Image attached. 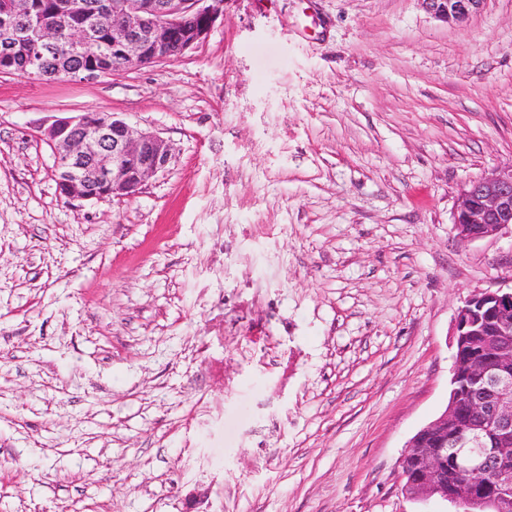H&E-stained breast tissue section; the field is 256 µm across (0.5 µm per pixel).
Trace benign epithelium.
I'll return each instance as SVG.
<instances>
[{
  "label": "benign epithelium",
  "mask_w": 512,
  "mask_h": 512,
  "mask_svg": "<svg viewBox=\"0 0 512 512\" xmlns=\"http://www.w3.org/2000/svg\"><path fill=\"white\" fill-rule=\"evenodd\" d=\"M445 22L463 23L486 0H422ZM112 51L121 68L151 55L155 63L173 62L203 42L224 14V0H112ZM85 0H69L66 15L50 23L14 27L30 15V0L0 3V35L29 46L43 56L54 53L59 32L71 15L85 11ZM187 16L201 24L183 32L177 54L169 53L172 27ZM96 39L89 26L77 28L74 50ZM42 139L57 160L54 178L68 200L131 198L152 175L164 170L172 153L150 131L132 129L118 115L81 112L61 116L42 129ZM460 239L493 237L512 227V166L495 169L465 184L454 213ZM483 340L485 362L465 357L474 337ZM452 400L440 416L411 438L401 460L402 494L410 500L440 499L455 512H512V289L475 294L464 301L455 319ZM477 418L460 436L459 404ZM462 479L448 482V465Z\"/></svg>",
  "instance_id": "obj_1"
}]
</instances>
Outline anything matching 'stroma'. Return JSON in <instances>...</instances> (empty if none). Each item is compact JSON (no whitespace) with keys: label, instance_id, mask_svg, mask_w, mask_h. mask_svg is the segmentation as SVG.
Wrapping results in <instances>:
<instances>
[{"label":"stroma","instance_id":"35a3bbf8","mask_svg":"<svg viewBox=\"0 0 512 512\" xmlns=\"http://www.w3.org/2000/svg\"><path fill=\"white\" fill-rule=\"evenodd\" d=\"M170 146L67 200L38 121ZM512 164V0H225L174 62L0 75V512H445L401 458L448 402L455 317L512 288L457 236ZM426 8L445 22L463 23L478 13L486 0H421Z\"/></svg>","mask_w":512,"mask_h":512}]
</instances>
